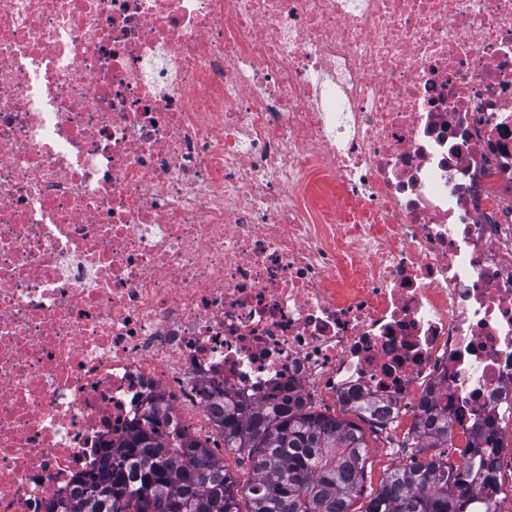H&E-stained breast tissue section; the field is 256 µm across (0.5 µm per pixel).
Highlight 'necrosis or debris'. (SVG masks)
<instances>
[{
	"label": "necrosis or debris",
	"mask_w": 512,
	"mask_h": 512,
	"mask_svg": "<svg viewBox=\"0 0 512 512\" xmlns=\"http://www.w3.org/2000/svg\"><path fill=\"white\" fill-rule=\"evenodd\" d=\"M213 388L512 416V0H0V512Z\"/></svg>",
	"instance_id": "1"
}]
</instances>
